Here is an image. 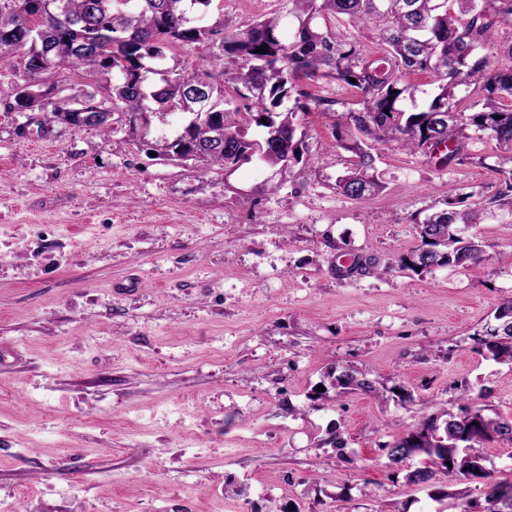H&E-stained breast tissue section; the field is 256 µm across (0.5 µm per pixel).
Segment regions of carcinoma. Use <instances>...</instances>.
Listing matches in <instances>:
<instances>
[{
  "label": "carcinoma",
  "mask_w": 512,
  "mask_h": 512,
  "mask_svg": "<svg viewBox=\"0 0 512 512\" xmlns=\"http://www.w3.org/2000/svg\"><path fill=\"white\" fill-rule=\"evenodd\" d=\"M214 0H0V66L22 57L23 70L0 94L14 112H38L42 130L100 127L123 131L164 160L234 168L257 157L292 170L302 160L297 114H336L337 145L350 153L336 190L353 200L383 190L375 167L378 145L421 154L438 167L463 155L475 138L495 141L512 155V64L491 55L496 28L512 19V0H286L296 24L284 42L279 17L237 26L213 12ZM351 28L375 32L380 53L365 52ZM209 46L222 63L221 80L188 70L168 52ZM268 46L267 53L258 52ZM98 75L106 85L88 90L64 84L67 74ZM413 74H427L433 89L418 102ZM355 82H350V79ZM304 81H336L352 88L360 108L335 113L333 102L301 91ZM232 90L239 105L224 108ZM294 107L282 111L286 99ZM266 120V136L246 137L241 110ZM183 116L171 135L151 136L167 114ZM489 205L512 213V169ZM455 190L445 207L417 225L420 244L383 269H465L482 259L481 242L466 234L478 211L460 208ZM372 262L353 256L336 267L341 279ZM492 357L512 363V296L502 298L479 333ZM340 397L374 393L375 381L351 365L331 376ZM479 398L464 395L458 412H441L403 428L382 448L391 467L414 456L421 466L406 482L427 485L462 477L485 480L482 512H512V481H491L477 448L512 442V417H490Z\"/></svg>",
  "instance_id": "carcinoma-1"
}]
</instances>
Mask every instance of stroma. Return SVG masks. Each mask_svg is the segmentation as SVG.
<instances>
[{
  "label": "stroma",
  "mask_w": 512,
  "mask_h": 512,
  "mask_svg": "<svg viewBox=\"0 0 512 512\" xmlns=\"http://www.w3.org/2000/svg\"><path fill=\"white\" fill-rule=\"evenodd\" d=\"M238 25L281 0H223ZM0 96V504L13 512H482L407 484L380 449L398 425L485 394L512 416V363L474 335L512 295V214L469 229L483 258L338 279L350 251L380 264L419 245L449 189L468 207L511 168L471 141L444 168L379 148L381 193L336 190L333 119L300 115L296 175L150 156L123 133L37 125ZM353 365L379 395L312 401ZM413 397L403 403L392 389ZM340 431L344 448L330 443Z\"/></svg>",
  "instance_id": "stroma-1"
}]
</instances>
